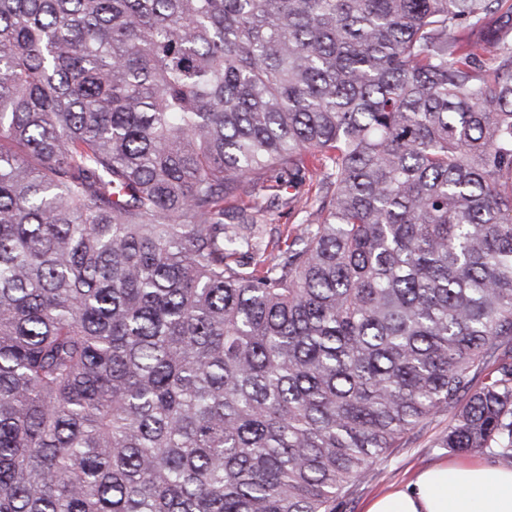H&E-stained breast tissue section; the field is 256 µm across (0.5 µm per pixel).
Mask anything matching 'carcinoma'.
<instances>
[{"instance_id":"1","label":"carcinoma","mask_w":512,"mask_h":512,"mask_svg":"<svg viewBox=\"0 0 512 512\" xmlns=\"http://www.w3.org/2000/svg\"><path fill=\"white\" fill-rule=\"evenodd\" d=\"M510 344L512 0H0V512H334L442 410L512 466ZM320 185L315 180L306 178L305 183L296 189H288L286 196L293 197L291 203L284 205L279 202L272 204L258 218L260 231L267 233L277 232L284 237L287 233L295 231L299 224H311L317 220L318 203L315 201Z\"/></svg>"}]
</instances>
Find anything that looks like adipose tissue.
<instances>
[{"label":"adipose tissue","instance_id":"obj_1","mask_svg":"<svg viewBox=\"0 0 512 512\" xmlns=\"http://www.w3.org/2000/svg\"><path fill=\"white\" fill-rule=\"evenodd\" d=\"M366 512H512V470L440 463L406 488L374 499Z\"/></svg>","mask_w":512,"mask_h":512}]
</instances>
